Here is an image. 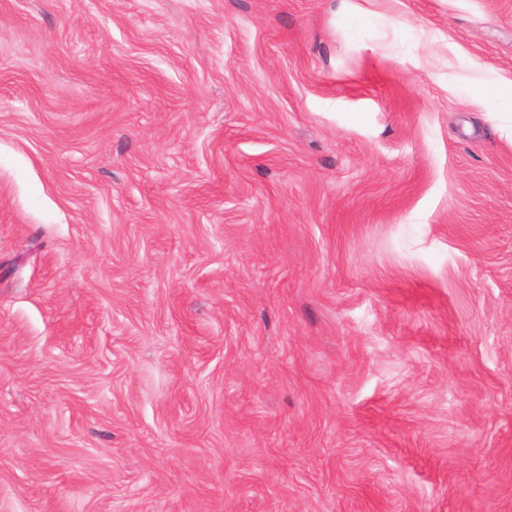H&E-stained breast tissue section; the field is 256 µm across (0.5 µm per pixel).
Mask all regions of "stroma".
<instances>
[{"instance_id":"obj_1","label":"stroma","mask_w":512,"mask_h":512,"mask_svg":"<svg viewBox=\"0 0 512 512\" xmlns=\"http://www.w3.org/2000/svg\"><path fill=\"white\" fill-rule=\"evenodd\" d=\"M512 0H0V512H512Z\"/></svg>"}]
</instances>
